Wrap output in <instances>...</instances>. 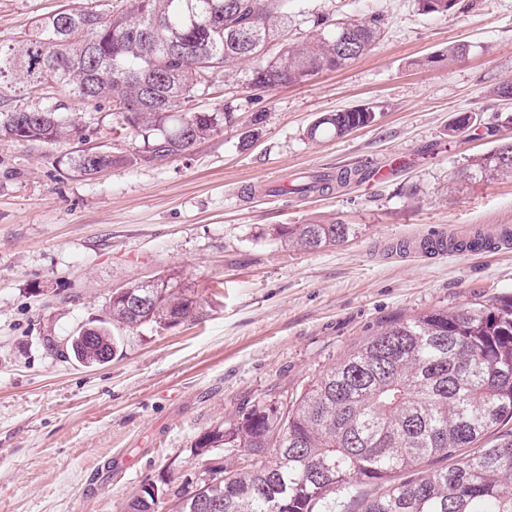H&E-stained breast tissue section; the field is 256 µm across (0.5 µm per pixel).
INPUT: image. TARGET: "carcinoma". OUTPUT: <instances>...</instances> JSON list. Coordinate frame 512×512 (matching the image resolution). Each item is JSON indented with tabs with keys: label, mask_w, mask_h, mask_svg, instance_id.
<instances>
[{
	"label": "carcinoma",
	"mask_w": 512,
	"mask_h": 512,
	"mask_svg": "<svg viewBox=\"0 0 512 512\" xmlns=\"http://www.w3.org/2000/svg\"><path fill=\"white\" fill-rule=\"evenodd\" d=\"M231 10H224V2ZM292 0H118L112 12L61 8L34 21L31 32L0 43V94L62 88L84 105L104 102L115 130L141 140L133 152L79 154L72 169L150 164L190 151L233 120L197 110L207 79L240 60L254 63L249 85L273 89L339 70L375 47L381 19L320 16L315 33L279 51L252 57L238 37L273 42L288 24ZM426 14L473 8L471 0H418ZM350 27L348 49L336 34ZM376 120L371 108L328 113L308 129L311 139L340 138ZM78 132L60 107L0 111V134L20 142H51ZM479 173L512 177V142L473 158ZM359 171L311 176L319 192L344 188ZM348 224H293L275 229L303 250L345 241ZM157 287L133 283L112 292L94 339L75 332L66 342L85 365L111 361L119 346L112 327L169 328L200 317L201 304L178 277ZM134 297L150 298L137 313ZM512 421V296L456 311L434 310L390 323L320 375L287 408L254 406L237 420L204 432L196 453L220 450L242 461L215 463L193 489L174 492L173 512H337L339 498L360 512H512V432L488 448L475 443ZM275 446L278 457L266 454ZM469 452L443 469L421 471L430 459ZM154 484L144 485L124 512H158Z\"/></svg>",
	"instance_id": "obj_1"
}]
</instances>
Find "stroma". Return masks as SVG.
I'll list each match as a JSON object with an SVG mask.
<instances>
[{
    "label": "stroma",
    "instance_id": "35a3bbf8",
    "mask_svg": "<svg viewBox=\"0 0 512 512\" xmlns=\"http://www.w3.org/2000/svg\"><path fill=\"white\" fill-rule=\"evenodd\" d=\"M114 0H0V42L40 15ZM378 15L381 37L338 71L299 85L248 87L251 65L209 75L198 110L234 119L189 152L71 171L84 148L130 150L108 105L8 94L9 109L65 105L79 136L21 143L0 135V512H121L142 485L172 491L208 465L205 431L252 406L289 402L392 321L512 296V249L423 260L401 247L439 234L493 239L512 228V177L465 176L472 156L512 140V0H477L454 15L417 0H298L288 39L316 16ZM468 44L451 61L449 45ZM434 64H427V57ZM369 107L376 120L312 140L321 115ZM468 126L451 132L455 118ZM389 168L311 196L254 197L290 174ZM348 224L344 242L313 251L274 229ZM177 273L202 316L122 330L111 362L64 358V339L103 318L113 291Z\"/></svg>",
    "mask_w": 512,
    "mask_h": 512
}]
</instances>
